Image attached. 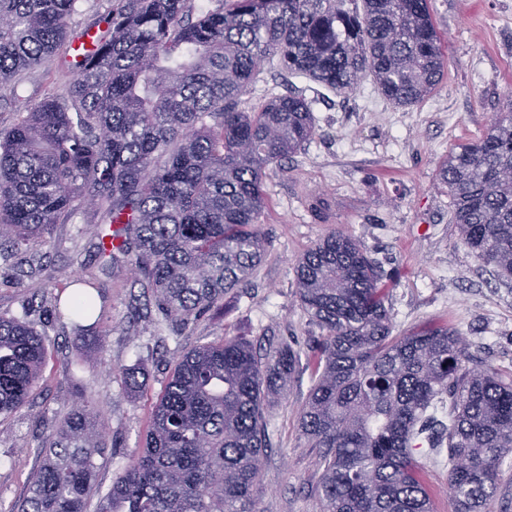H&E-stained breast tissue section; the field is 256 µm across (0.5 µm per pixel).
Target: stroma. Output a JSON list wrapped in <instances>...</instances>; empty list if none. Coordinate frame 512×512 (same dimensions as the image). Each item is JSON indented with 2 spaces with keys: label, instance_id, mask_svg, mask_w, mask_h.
<instances>
[{
  "label": "stroma",
  "instance_id": "35a3bbf8",
  "mask_svg": "<svg viewBox=\"0 0 512 512\" xmlns=\"http://www.w3.org/2000/svg\"><path fill=\"white\" fill-rule=\"evenodd\" d=\"M447 59L443 80L419 103L399 107L372 80L344 96L306 78L289 77L278 62L265 65L246 100L254 105L298 90L313 103L314 138L264 179L267 206L260 228L266 255L246 287L224 299V308L198 317L179 333L156 335L138 307L141 284L102 266L94 245L101 218L85 211L58 227L63 245L42 256L48 272L95 277L109 284L101 320L112 331L102 361L66 324L30 322L52 355L32 411L0 417V512H12L27 493L28 477L42 457V415L71 405L61 364L72 361L92 384L110 430L99 474L110 487L122 464L141 447L148 416L169 376L175 346L186 348L243 336L255 344L287 343L308 355L320 337L296 297L294 265L309 248L339 230L357 240L381 267L393 333L431 324L465 336L484 364L512 372V283L498 279L461 242L451 219L448 190L439 172L450 152L476 139L496 113L512 106V0H429ZM61 60L23 71L16 87L0 88V129L19 121L25 107L62 90ZM15 270L0 266V315L18 316L27 301L49 303L69 289L43 288L37 280L15 285ZM138 369L146 393L130 391L125 370ZM314 383L301 368L280 399L266 410L269 447L252 489L255 512H321L319 449L300 436L299 414Z\"/></svg>",
  "mask_w": 512,
  "mask_h": 512
}]
</instances>
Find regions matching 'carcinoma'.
<instances>
[{
    "label": "carcinoma",
    "mask_w": 512,
    "mask_h": 512,
    "mask_svg": "<svg viewBox=\"0 0 512 512\" xmlns=\"http://www.w3.org/2000/svg\"><path fill=\"white\" fill-rule=\"evenodd\" d=\"M82 2L0 0V86L69 55ZM107 24L63 94L0 130V263L24 246L60 248L57 226L93 207L119 225L100 254L130 267L151 289L155 324L178 332L248 281L266 247V171L315 135L300 92L241 108L265 61L340 93L369 73L398 106L429 96L447 68L428 0H111ZM440 180L463 245L511 281L512 108L459 144ZM295 278L325 331L307 358L317 378L300 411L302 437L321 449V512H433L412 446L420 436L448 445L454 512H482L512 456V377L478 367L446 325L393 336L377 264L340 231L298 258ZM79 284L42 312L69 318L100 353L104 285ZM30 311L0 316L3 418L29 405L48 364ZM300 363L288 344L260 353L243 336L177 349L142 448L105 493V423L91 386L62 363L74 403L47 423L21 512H87L95 496L96 512H254L265 409Z\"/></svg>",
    "instance_id": "1"
}]
</instances>
